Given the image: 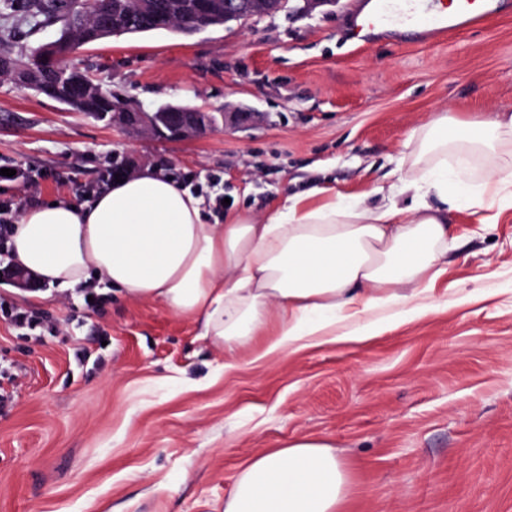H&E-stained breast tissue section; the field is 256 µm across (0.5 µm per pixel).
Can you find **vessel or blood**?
Segmentation results:
<instances>
[{
  "instance_id": "obj_1",
  "label": "vessel or blood",
  "mask_w": 512,
  "mask_h": 512,
  "mask_svg": "<svg viewBox=\"0 0 512 512\" xmlns=\"http://www.w3.org/2000/svg\"><path fill=\"white\" fill-rule=\"evenodd\" d=\"M510 11L512 0H357L351 14L359 23L351 35L363 42L373 32L395 40L435 42Z\"/></svg>"
}]
</instances>
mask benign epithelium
Here are the masks:
<instances>
[{
	"label": "benign epithelium",
	"instance_id": "7a95c632",
	"mask_svg": "<svg viewBox=\"0 0 512 512\" xmlns=\"http://www.w3.org/2000/svg\"><path fill=\"white\" fill-rule=\"evenodd\" d=\"M265 0H224V23L245 22L260 10L266 9ZM199 16L190 31L199 32L209 28L211 3L207 0L198 4ZM112 124L129 133L151 132L168 135L171 138H187L201 134L210 127L209 113L199 109H187L168 114L166 112H144L139 108L112 107ZM4 279L21 290L39 287V281L31 271L11 266L0 271Z\"/></svg>",
	"mask_w": 512,
	"mask_h": 512
}]
</instances>
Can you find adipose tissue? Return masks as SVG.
<instances>
[{
  "label": "adipose tissue",
  "instance_id": "ef3b65f1",
  "mask_svg": "<svg viewBox=\"0 0 512 512\" xmlns=\"http://www.w3.org/2000/svg\"><path fill=\"white\" fill-rule=\"evenodd\" d=\"M512 117L464 123L442 114L405 142L409 207L366 206L327 186L253 215L207 223L200 198L172 177L144 171L90 201L21 209L8 232L10 259L63 291L100 280L125 297L161 302L201 322L227 350L277 315L268 351L307 347L337 322L392 305L405 317L433 310L431 286L448 255L446 206L492 207L490 184L472 190L448 175L449 157L481 155L512 185ZM347 477L332 444L301 437L245 466L224 512H338Z\"/></svg>",
  "mask_w": 512,
  "mask_h": 512
}]
</instances>
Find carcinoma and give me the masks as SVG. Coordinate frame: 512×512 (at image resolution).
<instances>
[{"mask_svg":"<svg viewBox=\"0 0 512 512\" xmlns=\"http://www.w3.org/2000/svg\"><path fill=\"white\" fill-rule=\"evenodd\" d=\"M154 9L140 8L139 0H29V13L44 17L42 22L60 24L64 46L53 56L43 47L33 50L28 61L0 48V74L22 75L27 83L43 87L42 95L82 112L79 100L95 92L107 109L121 104L112 92L94 82L86 72L71 64V55L80 47L112 36L135 35L166 30V21L190 18L194 0H153Z\"/></svg>","mask_w":512,"mask_h":512,"instance_id":"carcinoma-1","label":"carcinoma"}]
</instances>
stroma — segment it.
I'll use <instances>...</instances> for the list:
<instances>
[{
	"instance_id": "1",
	"label": "stroma",
	"mask_w": 512,
	"mask_h": 512,
	"mask_svg": "<svg viewBox=\"0 0 512 512\" xmlns=\"http://www.w3.org/2000/svg\"><path fill=\"white\" fill-rule=\"evenodd\" d=\"M354 0L191 35L114 36L72 61L123 102L202 107L189 139L133 135L0 77V210L81 202L125 161L201 194L208 222L263 213L312 186L364 197L399 184L410 132L441 112L512 115V13L439 42L348 40ZM15 0L14 54L53 40ZM255 113L228 126V112ZM13 176H5V169ZM434 312L386 310L378 335L265 354L277 329L225 353L159 303L98 284V302L0 284V512H224L257 454L329 440L340 512H512V209L448 211ZM39 319L16 325V309ZM234 361L225 370V361Z\"/></svg>"
}]
</instances>
